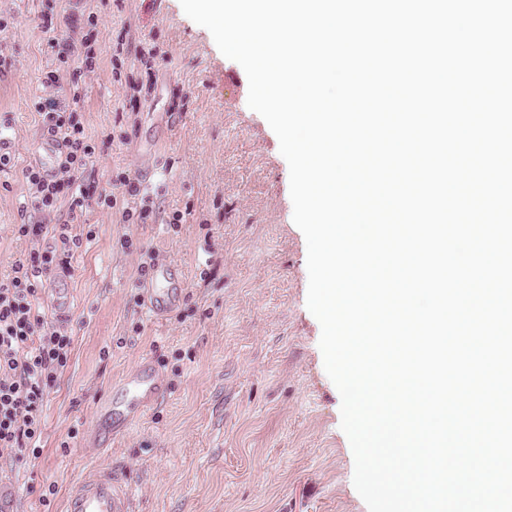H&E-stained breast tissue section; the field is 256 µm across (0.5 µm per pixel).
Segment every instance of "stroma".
I'll return each instance as SVG.
<instances>
[{"instance_id":"35a3bbf8","label":"stroma","mask_w":512,"mask_h":512,"mask_svg":"<svg viewBox=\"0 0 512 512\" xmlns=\"http://www.w3.org/2000/svg\"><path fill=\"white\" fill-rule=\"evenodd\" d=\"M81 0H0V279L29 250L18 224L69 223V202L33 211L22 172L35 164L45 73ZM85 27L98 56L77 73L87 136L105 148L81 174L97 193L121 178L148 199L146 219L119 223L91 206L63 274L68 364L47 391L35 448L0 454V512H63L84 475L95 403L150 358L165 394L112 438V467L133 512H368L353 485L341 398L325 372L321 326L307 308V245L293 221L289 166L247 104L248 78L180 0H93ZM155 53L149 64L136 48ZM133 242L122 248L123 239ZM179 268L185 298L157 319L141 270Z\"/></svg>"}]
</instances>
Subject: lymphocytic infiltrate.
Wrapping results in <instances>:
<instances>
[{
  "mask_svg": "<svg viewBox=\"0 0 512 512\" xmlns=\"http://www.w3.org/2000/svg\"><path fill=\"white\" fill-rule=\"evenodd\" d=\"M48 43L56 48L60 62L75 59L83 72L96 69V56L80 32L61 39L51 19H44ZM47 98L38 103L43 131L59 139L64 156L55 174L40 166L24 170L31 202L42 213L54 210L62 197H69L73 223H80L91 201L86 189L76 186L96 153L88 142L75 106L78 91H66L58 71L43 79ZM19 236L28 238L31 249L17 260L12 277L0 280V450L20 452L28 448L40 430L41 408L47 389L67 364L71 339L35 303L42 283L56 275L59 258L70 255L80 243L78 236L53 234L48 224H21Z\"/></svg>",
  "mask_w": 512,
  "mask_h": 512,
  "instance_id": "f902f5d3",
  "label": "lymphocytic infiltrate"
}]
</instances>
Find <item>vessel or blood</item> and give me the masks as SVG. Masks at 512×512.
I'll return each mask as SVG.
<instances>
[{
	"label": "vessel or blood",
	"mask_w": 512,
	"mask_h": 512,
	"mask_svg": "<svg viewBox=\"0 0 512 512\" xmlns=\"http://www.w3.org/2000/svg\"><path fill=\"white\" fill-rule=\"evenodd\" d=\"M38 160L43 170L56 172L63 156L64 147L57 138L42 136ZM153 279L143 290L146 310L159 316L176 307L183 298V290L177 287L176 271L170 266H157ZM162 381L150 361L139 362L136 370L112 386L96 406L98 425L94 431L99 446H108L115 429L128 424L123 410L126 398H134L140 407L149 406L162 390ZM131 492L127 483L111 469L95 468L66 497L67 512H131Z\"/></svg>",
	"instance_id": "1"
}]
</instances>
